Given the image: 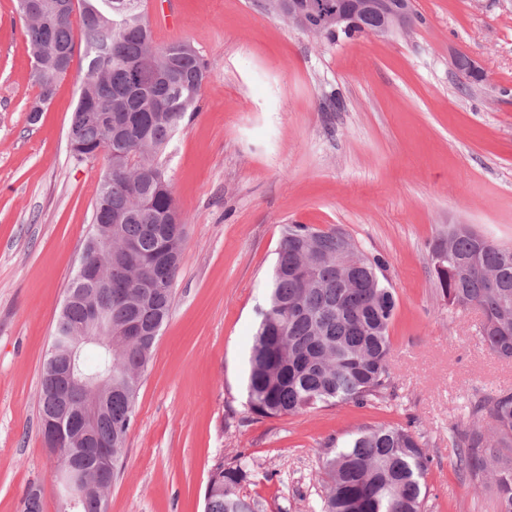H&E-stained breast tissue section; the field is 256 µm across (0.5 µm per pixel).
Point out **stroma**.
Segmentation results:
<instances>
[{
    "mask_svg": "<svg viewBox=\"0 0 512 512\" xmlns=\"http://www.w3.org/2000/svg\"><path fill=\"white\" fill-rule=\"evenodd\" d=\"M174 5L178 25L154 42H190L209 71L161 158L188 236L108 512H204L214 464L238 455L258 512H320L326 449L381 425L420 435L425 512H498L495 481L460 469L454 440L476 396L512 391V361L483 342L479 311L440 295L429 249L451 224L512 247V0H414L403 35L336 41L265 0ZM23 29L16 0H0V512H23L32 489L60 512L42 365L105 161L70 157L82 57L30 122ZM458 51L483 81L456 71ZM285 224L338 229L384 258L397 310L383 399L249 413L248 348Z\"/></svg>",
    "mask_w": 512,
    "mask_h": 512,
    "instance_id": "1",
    "label": "stroma"
}]
</instances>
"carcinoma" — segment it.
Masks as SVG:
<instances>
[{"label":"carcinoma","mask_w":512,"mask_h":512,"mask_svg":"<svg viewBox=\"0 0 512 512\" xmlns=\"http://www.w3.org/2000/svg\"><path fill=\"white\" fill-rule=\"evenodd\" d=\"M17 0L40 73L35 103L46 105L80 52L85 68L69 131L78 164L103 156L112 170L99 180L85 260L104 278L90 287L76 268L68 291L76 299L57 318L55 333L88 325L84 294L105 311L112 332L92 359L75 354L77 376L112 367V400L94 434L112 444V470L90 475L93 492L78 512H100L99 501L119 477L143 375L172 306V287L187 225L169 224L177 211L170 178L159 162L187 113L195 110L207 63L188 42L154 43L142 0ZM81 28L74 31L72 15ZM437 287L448 303L483 316L488 348L512 359V248L450 224L431 244ZM385 261L362 253L344 233L307 224L283 225L265 306L248 357L246 405L261 418L318 406L362 405L391 387L389 329L396 313L392 288L380 278ZM124 290L119 301L115 293ZM57 382L43 364L40 415L64 412ZM472 427L457 433L460 465L473 479L491 474L498 512H512V392L494 391L470 406ZM322 512H423L428 457L419 437L398 426L348 435L322 459ZM249 463L237 457L213 466L204 512H256L239 495Z\"/></svg>","instance_id":"obj_1"}]
</instances>
